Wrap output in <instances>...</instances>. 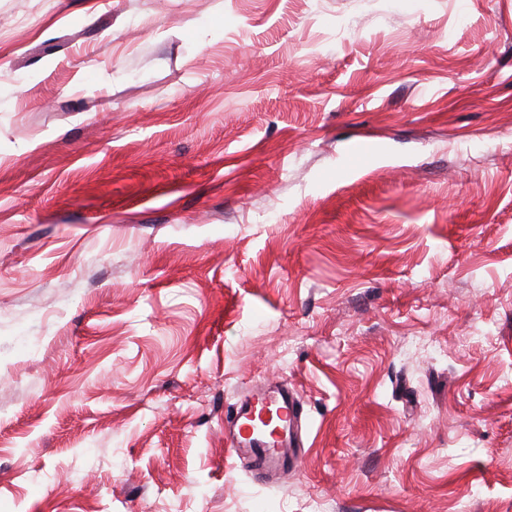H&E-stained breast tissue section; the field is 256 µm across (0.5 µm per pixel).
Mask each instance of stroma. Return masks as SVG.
<instances>
[{
    "label": "stroma",
    "instance_id": "1",
    "mask_svg": "<svg viewBox=\"0 0 512 512\" xmlns=\"http://www.w3.org/2000/svg\"><path fill=\"white\" fill-rule=\"evenodd\" d=\"M0 512H512V0H0ZM269 386V394L264 403L269 411L272 412V409H275L277 417L284 422L280 432L270 435V439L260 432H254L250 436L242 433L253 411V405L249 399L235 409L232 428L229 432L232 450L234 447L249 448L253 470L260 478L273 473L280 474L288 470L296 460L294 454L288 453V447H292L294 443L292 428L299 416L296 402L288 397V390L281 385Z\"/></svg>",
    "mask_w": 512,
    "mask_h": 512
}]
</instances>
